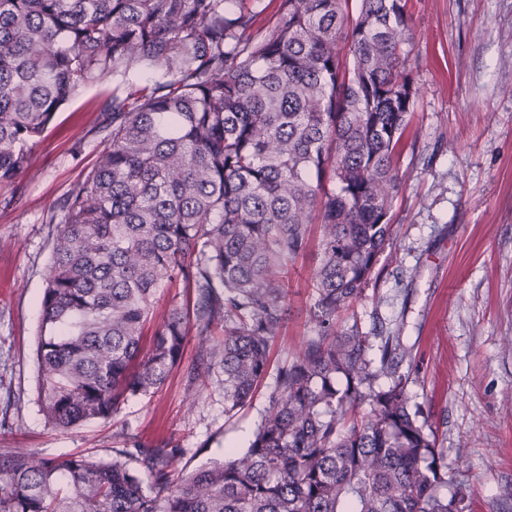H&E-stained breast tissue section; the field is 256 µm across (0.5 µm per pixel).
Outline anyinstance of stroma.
Wrapping results in <instances>:
<instances>
[{
    "mask_svg": "<svg viewBox=\"0 0 512 512\" xmlns=\"http://www.w3.org/2000/svg\"><path fill=\"white\" fill-rule=\"evenodd\" d=\"M407 9L419 97L397 163L394 234L339 324L359 326L373 359L382 336L399 332L411 352L409 393L454 479L469 487L471 512H512V0H408ZM160 78L139 71L85 87L56 113L25 175L0 185L1 451L107 461L126 439L151 448L173 435L183 450L176 465L191 471L246 446L269 406L273 370L247 407L225 417L222 381L201 391L189 381L207 346L193 333L164 386L110 420L55 431L36 403L34 350L59 204L106 146L105 101ZM317 254L310 246L291 271L273 369L314 333Z\"/></svg>",
    "mask_w": 512,
    "mask_h": 512,
    "instance_id": "obj_1",
    "label": "stroma"
}]
</instances>
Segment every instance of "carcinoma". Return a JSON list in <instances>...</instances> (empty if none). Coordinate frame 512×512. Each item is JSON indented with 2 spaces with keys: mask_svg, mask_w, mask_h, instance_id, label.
I'll use <instances>...</instances> for the list:
<instances>
[{
  "mask_svg": "<svg viewBox=\"0 0 512 512\" xmlns=\"http://www.w3.org/2000/svg\"><path fill=\"white\" fill-rule=\"evenodd\" d=\"M252 2L0 0V185L86 85L167 76L106 102L108 147L64 200L36 348L50 427L110 419L162 386L190 327L212 341L192 380L224 376L236 414L286 324L289 265L322 227L316 335L277 370L245 448L189 472L172 437L128 439L109 461L0 452V512H469L400 337L375 363L358 325L336 329L393 233L418 96L407 0H278L263 25ZM168 282L189 297L144 354Z\"/></svg>",
  "mask_w": 512,
  "mask_h": 512,
  "instance_id": "cac0c4a2",
  "label": "carcinoma"
}]
</instances>
